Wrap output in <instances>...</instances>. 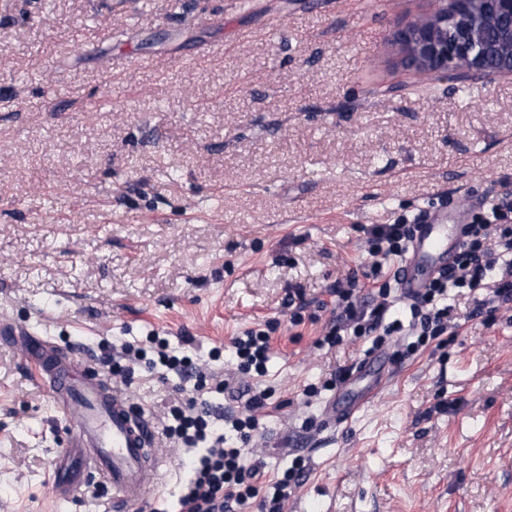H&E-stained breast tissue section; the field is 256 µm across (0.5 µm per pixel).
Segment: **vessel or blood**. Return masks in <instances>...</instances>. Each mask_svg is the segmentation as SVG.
Wrapping results in <instances>:
<instances>
[{"label":"vessel or blood","mask_w":512,"mask_h":512,"mask_svg":"<svg viewBox=\"0 0 512 512\" xmlns=\"http://www.w3.org/2000/svg\"><path fill=\"white\" fill-rule=\"evenodd\" d=\"M460 236L461 226L447 209L429 210L399 273L398 286L406 297L422 293L431 278L447 267ZM0 335L32 347L33 375L55 403L76 400L83 407L82 419L54 468L59 499L74 497L86 483H102L111 487L117 508L131 512L159 478L148 419L111 397L106 380L91 361L81 360L80 372H72L53 338L35 326L4 321Z\"/></svg>","instance_id":"b4317fda"}]
</instances>
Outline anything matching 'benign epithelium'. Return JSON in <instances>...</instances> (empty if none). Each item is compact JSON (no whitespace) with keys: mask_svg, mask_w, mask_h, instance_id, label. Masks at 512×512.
Here are the masks:
<instances>
[{"mask_svg":"<svg viewBox=\"0 0 512 512\" xmlns=\"http://www.w3.org/2000/svg\"><path fill=\"white\" fill-rule=\"evenodd\" d=\"M404 65L434 77L512 76V0H434L431 12L399 28Z\"/></svg>","mask_w":512,"mask_h":512,"instance_id":"obj_1","label":"benign epithelium"}]
</instances>
